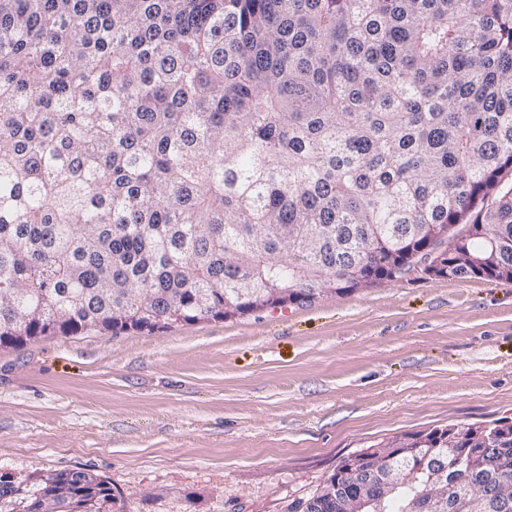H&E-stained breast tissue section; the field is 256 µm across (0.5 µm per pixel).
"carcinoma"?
Segmentation results:
<instances>
[{
	"label": "carcinoma",
	"instance_id": "1",
	"mask_svg": "<svg viewBox=\"0 0 512 512\" xmlns=\"http://www.w3.org/2000/svg\"><path fill=\"white\" fill-rule=\"evenodd\" d=\"M512 0H0V347L228 316L401 278L512 280ZM28 319L19 329L16 321ZM459 436L448 473L512 512V424ZM349 460L300 512H346ZM0 472V512L82 470ZM428 477L384 499L429 512ZM336 485V498L323 494Z\"/></svg>",
	"mask_w": 512,
	"mask_h": 512
}]
</instances>
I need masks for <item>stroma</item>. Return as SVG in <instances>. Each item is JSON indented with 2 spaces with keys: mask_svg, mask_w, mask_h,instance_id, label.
<instances>
[{
  "mask_svg": "<svg viewBox=\"0 0 512 512\" xmlns=\"http://www.w3.org/2000/svg\"><path fill=\"white\" fill-rule=\"evenodd\" d=\"M512 422V281L414 273L166 332L0 349V470L121 512H293L402 434ZM34 480L31 487H22V481L14 480L9 472H0V512H8L6 505L15 502L24 504V512H53L43 507V498L56 492H64L68 498V510L59 512H82L88 503L107 505L106 512H120L116 496L109 484L97 474L82 470H55L53 472L26 476ZM45 494L39 498V490Z\"/></svg>",
  "mask_w": 512,
  "mask_h": 512,
  "instance_id": "obj_1",
  "label": "stroma"
}]
</instances>
